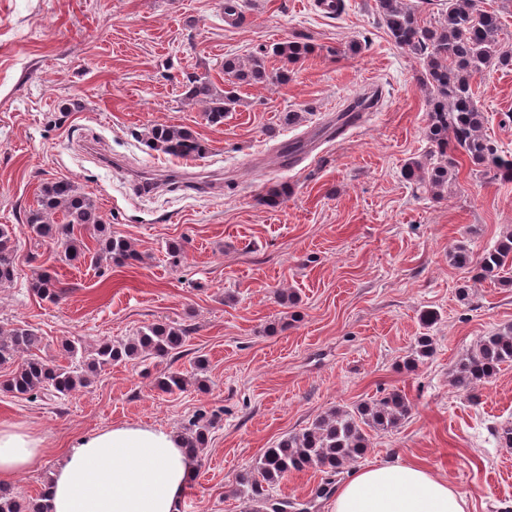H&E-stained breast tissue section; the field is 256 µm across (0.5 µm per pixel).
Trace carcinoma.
<instances>
[{
  "label": "carcinoma",
  "mask_w": 512,
  "mask_h": 512,
  "mask_svg": "<svg viewBox=\"0 0 512 512\" xmlns=\"http://www.w3.org/2000/svg\"><path fill=\"white\" fill-rule=\"evenodd\" d=\"M377 8L390 39L423 62L421 84L430 95L427 138L431 144L442 156L451 145L483 168L491 179L511 182L512 158H503L494 142L484 135L485 117L473 88V81L486 69L512 67V47L502 45L498 39L499 13L481 9L478 0H448V9L435 23L427 24L406 0H377ZM310 51L308 43L296 38L278 42L272 48V53L287 64L298 62ZM266 55L262 50L246 63L226 59L224 74L248 84L287 78L285 70L271 73L266 69ZM189 96L205 104L208 120L213 124L222 123L224 113L238 102L235 90L220 92L212 82L202 79L191 84ZM380 99L377 89L353 99L336 117L332 134L342 135L362 113L373 111ZM147 143L151 149L174 157L205 154L201 141L181 126L153 127L147 132ZM455 168L453 158L428 165L413 161L405 166L404 177L419 187L439 191L448 186ZM26 223L33 239L59 244L69 262L84 259L88 254L94 263L106 258L118 265L137 258L127 240L107 233L93 202L67 179L49 182L40 189L38 207L29 211ZM84 232L94 241L95 248L80 237ZM14 253L13 228L0 224V284L14 280ZM449 257L458 267L475 265L476 284L487 279L502 285L512 283L511 279L501 278V272L512 267V232L476 260L462 245L451 250ZM31 290L50 300L64 293L61 282L46 273L32 279ZM187 336L188 329L180 325L156 323L141 328L127 341H104L91 352L73 341L66 345L70 364L59 366L35 353L41 337L33 330L1 329L0 369L7 370V377L0 382V389L31 400L65 397L88 387L91 376L112 364L149 356L178 358ZM433 351L431 339L421 337L406 360L407 366H415ZM503 364L512 366V325L484 337L466 353L455 370L453 385L470 391L489 381ZM157 385L162 391L173 393L184 390L187 380L171 373L159 379ZM410 410L407 397L396 390L352 410L333 409L305 432L290 435L267 449L254 467L257 475L248 473L240 479L242 492L252 500L261 498L263 486L278 483L291 470L315 466L334 474L364 453L370 444V432L389 433L398 429ZM208 430L209 424L202 415L190 418L183 426L181 437L193 456L205 447ZM46 492L42 489L23 507L9 489L0 487V512H49Z\"/></svg>",
  "instance_id": "cac0c4a2"
}]
</instances>
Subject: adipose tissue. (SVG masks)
<instances>
[{
  "mask_svg": "<svg viewBox=\"0 0 512 512\" xmlns=\"http://www.w3.org/2000/svg\"><path fill=\"white\" fill-rule=\"evenodd\" d=\"M44 438L0 423V479L31 468ZM196 460L171 430L118 423L86 433L63 455L49 483L51 512H179ZM448 482L415 464L379 463L337 488L332 512H466Z\"/></svg>",
  "mask_w": 512,
  "mask_h": 512,
  "instance_id": "obj_1",
  "label": "adipose tissue"
}]
</instances>
